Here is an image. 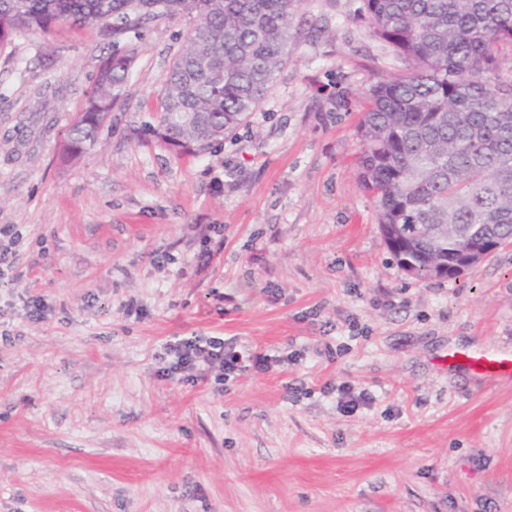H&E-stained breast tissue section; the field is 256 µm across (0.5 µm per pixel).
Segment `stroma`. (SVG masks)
Masks as SVG:
<instances>
[{
	"label": "stroma",
	"instance_id": "obj_1",
	"mask_svg": "<svg viewBox=\"0 0 512 512\" xmlns=\"http://www.w3.org/2000/svg\"><path fill=\"white\" fill-rule=\"evenodd\" d=\"M303 35L208 152L151 140L193 25L145 24L125 97L78 160L68 129L116 46L105 25L0 46V512H512V247L454 279L396 263L358 181L369 88L407 64L363 0H300ZM45 305L41 321L29 303ZM220 336L224 382L169 378L166 344ZM255 353L290 355L265 372ZM367 389L341 412L325 385ZM447 357L449 367H464L491 378L512 376V353L497 354L482 350H450L444 356V358Z\"/></svg>",
	"mask_w": 512,
	"mask_h": 512
}]
</instances>
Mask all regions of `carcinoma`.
I'll return each mask as SVG.
<instances>
[{"instance_id":"1","label":"carcinoma","mask_w":512,"mask_h":512,"mask_svg":"<svg viewBox=\"0 0 512 512\" xmlns=\"http://www.w3.org/2000/svg\"><path fill=\"white\" fill-rule=\"evenodd\" d=\"M299 0H0V45L21 29L110 24L119 38L148 16L195 18L150 130L179 154L203 153L240 126L270 91L299 35ZM371 33L408 71L369 90L358 134L359 181L397 264L419 278L470 246L512 245V0H364ZM133 57L112 52L97 71L63 157L77 158L124 95ZM428 224H446L439 235Z\"/></svg>"}]
</instances>
